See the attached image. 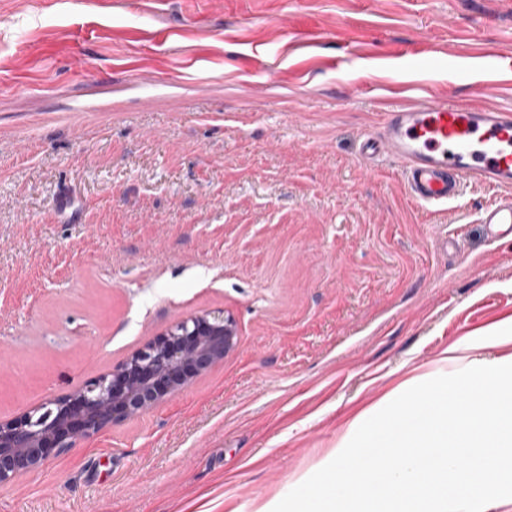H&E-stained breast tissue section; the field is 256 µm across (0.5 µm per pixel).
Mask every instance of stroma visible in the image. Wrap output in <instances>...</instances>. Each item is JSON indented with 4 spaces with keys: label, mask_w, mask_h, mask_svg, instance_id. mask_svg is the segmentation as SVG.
Masks as SVG:
<instances>
[{
    "label": "stroma",
    "mask_w": 512,
    "mask_h": 512,
    "mask_svg": "<svg viewBox=\"0 0 512 512\" xmlns=\"http://www.w3.org/2000/svg\"><path fill=\"white\" fill-rule=\"evenodd\" d=\"M481 83L512 108V0H0V419L181 319L239 333L0 512H257L405 381L512 355L496 190L429 212L360 153L384 105Z\"/></svg>",
    "instance_id": "obj_1"
}]
</instances>
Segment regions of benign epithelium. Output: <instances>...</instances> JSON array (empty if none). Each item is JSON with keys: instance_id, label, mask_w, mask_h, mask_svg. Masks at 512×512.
Wrapping results in <instances>:
<instances>
[{"instance_id": "obj_1", "label": "benign epithelium", "mask_w": 512, "mask_h": 512, "mask_svg": "<svg viewBox=\"0 0 512 512\" xmlns=\"http://www.w3.org/2000/svg\"><path fill=\"white\" fill-rule=\"evenodd\" d=\"M238 345L235 323L221 312L174 324L112 370L9 420H0V484L74 447L109 425L162 402L224 362Z\"/></svg>"}]
</instances>
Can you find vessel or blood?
<instances>
[{
  "label": "vessel or blood",
  "instance_id": "vessel-or-blood-1",
  "mask_svg": "<svg viewBox=\"0 0 512 512\" xmlns=\"http://www.w3.org/2000/svg\"><path fill=\"white\" fill-rule=\"evenodd\" d=\"M380 150L400 162L407 195L425 209L447 210L471 184L499 190L481 221L495 237L512 238V109L410 102L385 113L362 154Z\"/></svg>",
  "mask_w": 512,
  "mask_h": 512
}]
</instances>
